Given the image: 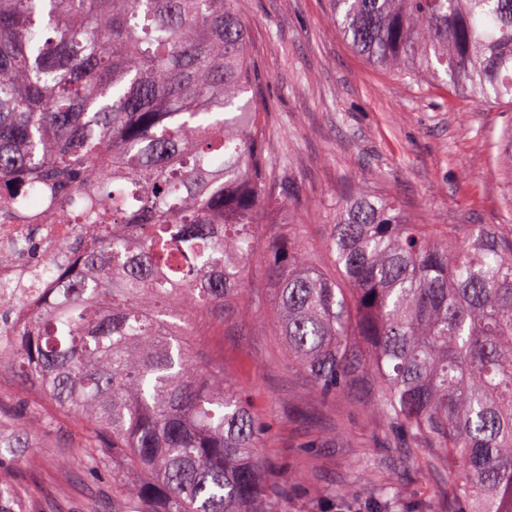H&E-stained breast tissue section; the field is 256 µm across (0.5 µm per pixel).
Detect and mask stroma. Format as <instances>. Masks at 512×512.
<instances>
[{
  "mask_svg": "<svg viewBox=\"0 0 512 512\" xmlns=\"http://www.w3.org/2000/svg\"><path fill=\"white\" fill-rule=\"evenodd\" d=\"M237 9L263 96L267 152L309 240L325 237L337 202L356 185L391 194L420 224L506 221L512 175L499 153L512 140V104L375 67L339 32L329 0H238ZM245 286L249 317L198 314L188 350L267 426L260 458L278 472L291 512H366L392 478L406 501L438 498L439 466L426 449L396 446L370 409L373 387L324 399L289 365L272 326L264 258L250 263ZM31 406L50 426L15 451L27 512H107L111 472L92 477L55 463L61 452L80 456L86 421L39 401L1 366L0 415L20 417Z\"/></svg>",
  "mask_w": 512,
  "mask_h": 512,
  "instance_id": "35a3bbf8",
  "label": "stroma"
}]
</instances>
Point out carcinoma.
I'll return each instance as SVG.
<instances>
[{
  "label": "carcinoma",
  "mask_w": 512,
  "mask_h": 512,
  "mask_svg": "<svg viewBox=\"0 0 512 512\" xmlns=\"http://www.w3.org/2000/svg\"><path fill=\"white\" fill-rule=\"evenodd\" d=\"M236 0H0V222L89 227L50 266L57 296L16 349L23 384L84 415L81 468L122 464L112 512H288L259 457L265 426L186 353L195 317L250 310L265 254L288 364L333 397L378 387L372 411L448 472V512H512V218L417 224L356 188L324 241L266 234L286 206ZM373 65L512 100V0H332ZM45 423L0 430V468ZM401 495L383 485L384 512ZM0 477V512H16Z\"/></svg>",
  "instance_id": "carcinoma-1"
}]
</instances>
